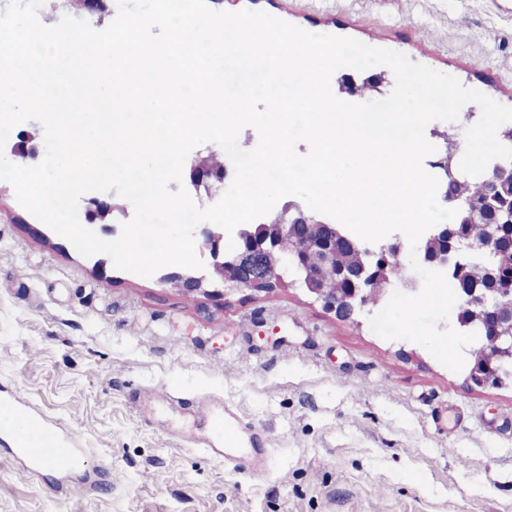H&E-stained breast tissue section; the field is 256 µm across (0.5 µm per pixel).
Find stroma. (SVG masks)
<instances>
[{
    "mask_svg": "<svg viewBox=\"0 0 512 512\" xmlns=\"http://www.w3.org/2000/svg\"><path fill=\"white\" fill-rule=\"evenodd\" d=\"M404 53L512 107V0H223ZM457 122L433 121L435 161ZM80 255L0 182V398L75 439L85 465L27 472L0 433V512H512V379L474 384L307 290L215 295ZM170 399L156 400L154 389ZM251 428L250 477L191 447L199 398Z\"/></svg>",
    "mask_w": 512,
    "mask_h": 512,
    "instance_id": "obj_1",
    "label": "stroma"
}]
</instances>
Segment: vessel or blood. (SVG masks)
Masks as SVG:
<instances>
[{
    "instance_id": "b4317fda",
    "label": "vessel or blood",
    "mask_w": 512,
    "mask_h": 512,
    "mask_svg": "<svg viewBox=\"0 0 512 512\" xmlns=\"http://www.w3.org/2000/svg\"><path fill=\"white\" fill-rule=\"evenodd\" d=\"M0 430L10 435L14 445L13 454L26 469L45 463L68 469H78L84 465L81 449L49 435L40 420L24 415L13 404L0 405ZM239 432V424L218 415L213 418L209 428L195 436L194 443L209 454L224 458L231 448L237 446Z\"/></svg>"
}]
</instances>
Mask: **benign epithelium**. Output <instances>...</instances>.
Listing matches in <instances>:
<instances>
[{
    "mask_svg": "<svg viewBox=\"0 0 512 512\" xmlns=\"http://www.w3.org/2000/svg\"><path fill=\"white\" fill-rule=\"evenodd\" d=\"M190 181L195 190L202 189L210 197L224 184V170L208 164L195 165L190 170ZM485 183L492 196L511 189L512 160L496 163ZM447 202L465 214V222L482 225V233L463 235L450 245L448 225L440 224L420 246V260L428 267L450 270L462 256H469L474 287L468 289L466 308L458 315V325L484 327L489 343L488 348L474 354L469 378L474 383L512 378V290L481 287L482 283L496 279L490 253L500 225L512 223V207L490 216L482 204L471 199L452 196ZM345 239L347 236L336 230V225L325 224L297 207L287 206L277 223L239 230V244L233 250L224 249V229L216 225L205 227L201 230L200 248L202 254L208 255L212 268L221 273L225 291L284 287L285 274L291 272L294 282L346 320L359 313L371 297L384 294V286L390 283L389 270L394 266L401 269L398 279L403 288H418L415 272L399 263L403 251L399 238L376 250L347 239L351 248L347 255L338 246ZM256 257H273L277 263L263 276L254 278L245 271ZM327 270L335 271L336 279L347 282V287H326Z\"/></svg>",
    "mask_w": 512,
    "mask_h": 512,
    "instance_id": "7a95c632",
    "label": "benign epithelium"
}]
</instances>
